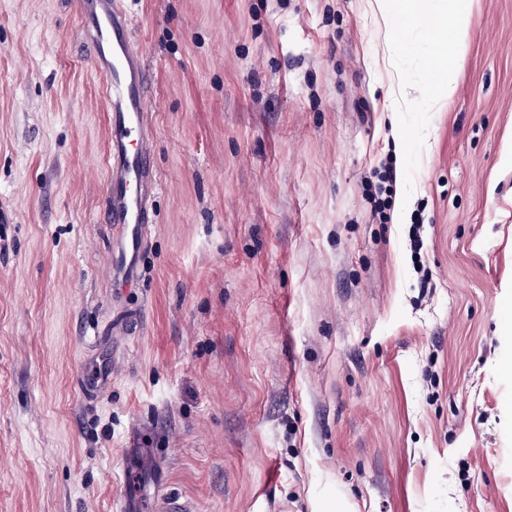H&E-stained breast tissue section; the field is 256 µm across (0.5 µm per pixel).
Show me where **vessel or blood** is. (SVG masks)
<instances>
[{"mask_svg":"<svg viewBox=\"0 0 512 512\" xmlns=\"http://www.w3.org/2000/svg\"><path fill=\"white\" fill-rule=\"evenodd\" d=\"M79 29L91 47L92 67L105 90L109 149L105 223L116 225L112 277L128 282L150 228L149 192L158 183L154 134L148 120L150 73L133 37L134 0H80ZM112 383L111 371L81 373L77 384L90 400Z\"/></svg>","mask_w":512,"mask_h":512,"instance_id":"1","label":"vessel or blood"}]
</instances>
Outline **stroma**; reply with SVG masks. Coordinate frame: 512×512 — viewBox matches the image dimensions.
Returning a JSON list of instances; mask_svg holds the SVG:
<instances>
[{"label": "stroma", "mask_w": 512, "mask_h": 512, "mask_svg": "<svg viewBox=\"0 0 512 512\" xmlns=\"http://www.w3.org/2000/svg\"><path fill=\"white\" fill-rule=\"evenodd\" d=\"M373 2L139 0L158 188L117 285L73 0H0V512H512V0L431 112ZM111 383L112 368L107 371H103V369L100 368L99 371L96 370L92 374L82 371L77 378V384L85 400L93 399L100 392L109 387Z\"/></svg>", "instance_id": "stroma-1"}]
</instances>
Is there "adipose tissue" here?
Listing matches in <instances>:
<instances>
[{"instance_id": "1", "label": "adipose tissue", "mask_w": 512, "mask_h": 512, "mask_svg": "<svg viewBox=\"0 0 512 512\" xmlns=\"http://www.w3.org/2000/svg\"><path fill=\"white\" fill-rule=\"evenodd\" d=\"M471 3L472 0H447L446 7L441 8L437 0H374L378 16L390 25L387 41L398 52L408 49L404 38L408 29H423L428 36L429 66L420 95L452 91L456 48L467 35Z\"/></svg>"}]
</instances>
